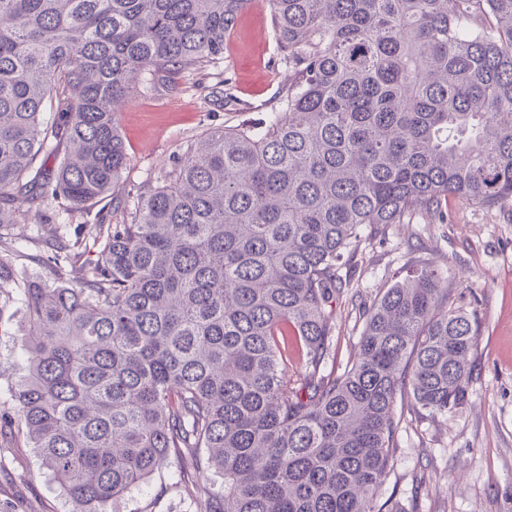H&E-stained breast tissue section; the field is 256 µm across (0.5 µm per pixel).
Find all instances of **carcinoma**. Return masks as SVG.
Segmentation results:
<instances>
[{
	"label": "carcinoma",
	"mask_w": 512,
	"mask_h": 512,
	"mask_svg": "<svg viewBox=\"0 0 512 512\" xmlns=\"http://www.w3.org/2000/svg\"><path fill=\"white\" fill-rule=\"evenodd\" d=\"M252 2L0 0V224L119 187L141 78L220 58ZM269 3L281 111L205 134L130 223L95 225L75 284L64 247L51 281L0 248V318L24 304L5 394L72 512H109L170 458L178 484L212 472L197 512H383L397 399L468 401L479 322L441 272L386 290L340 374L333 303L366 229L450 196L512 207V0Z\"/></svg>",
	"instance_id": "1"
}]
</instances>
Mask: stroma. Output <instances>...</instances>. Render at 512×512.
I'll return each instance as SVG.
<instances>
[{
	"mask_svg": "<svg viewBox=\"0 0 512 512\" xmlns=\"http://www.w3.org/2000/svg\"><path fill=\"white\" fill-rule=\"evenodd\" d=\"M292 73L278 48L268 0H253L224 43V57L168 85L142 87L119 114L129 161L122 184L85 213L48 199L40 220L0 227V241L20 251L28 273L53 279L54 240L69 246L68 278L83 274L86 245L97 224L129 219L132 195L161 176L207 132L249 124L279 111ZM446 220L427 213L366 230L344 272L350 276L334 305L337 369L357 352L363 312L397 281L427 264L448 278L453 306L477 311L469 401L446 417L428 414L406 398L396 404L393 466L379 502L391 512H512V211L479 208L449 198ZM13 323L0 326V383L23 368ZM0 512H71L58 484L39 469L14 405L0 404ZM176 462L143 488L112 503L110 512H191L189 490L174 482Z\"/></svg>",
	"mask_w": 512,
	"mask_h": 512,
	"instance_id": "obj_1",
	"label": "stroma"
}]
</instances>
